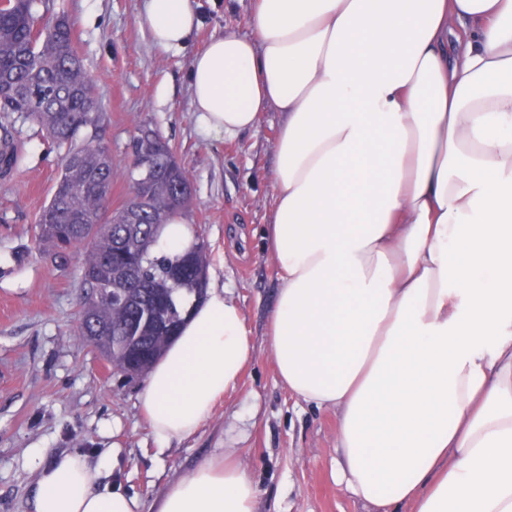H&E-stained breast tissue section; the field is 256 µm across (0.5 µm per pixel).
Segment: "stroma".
I'll return each instance as SVG.
<instances>
[{
  "label": "stroma",
  "instance_id": "35a3bbf8",
  "mask_svg": "<svg viewBox=\"0 0 512 512\" xmlns=\"http://www.w3.org/2000/svg\"><path fill=\"white\" fill-rule=\"evenodd\" d=\"M202 23L163 52L140 23L145 0H50L66 16L84 66L98 78L112 149V208L130 192L131 139L149 128L184 163L194 204L185 219L209 250L207 283L240 306L255 354L236 388L193 436L162 444L139 406L143 378L113 371L76 334L78 267L57 269L34 246L35 222L59 175L58 154L31 124L19 161L0 179V512H31L40 467L75 449H111L112 478L143 502L198 463L231 450L258 484L256 512H362L336 482V411L288 393L266 346L279 288L265 236L273 206L267 112L236 140L203 139L187 80L211 37L248 34L253 0H192Z\"/></svg>",
  "mask_w": 512,
  "mask_h": 512
}]
</instances>
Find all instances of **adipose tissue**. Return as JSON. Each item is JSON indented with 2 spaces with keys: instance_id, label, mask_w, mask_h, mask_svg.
I'll return each mask as SVG.
<instances>
[{
  "instance_id": "1",
  "label": "adipose tissue",
  "mask_w": 512,
  "mask_h": 512,
  "mask_svg": "<svg viewBox=\"0 0 512 512\" xmlns=\"http://www.w3.org/2000/svg\"><path fill=\"white\" fill-rule=\"evenodd\" d=\"M184 47L190 0H147ZM249 35L188 66L199 134L266 112L280 288L266 344L281 384L336 411V477L366 512H512V0H255ZM139 394L162 442L194 435L254 357L209 288ZM112 455L40 471L34 512H255L231 453L143 504Z\"/></svg>"
}]
</instances>
